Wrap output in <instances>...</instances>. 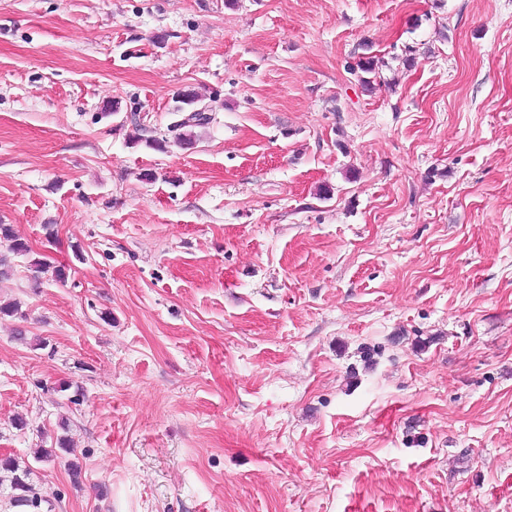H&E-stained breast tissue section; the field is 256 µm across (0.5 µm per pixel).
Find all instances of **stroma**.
<instances>
[{
	"label": "stroma",
	"mask_w": 512,
	"mask_h": 512,
	"mask_svg": "<svg viewBox=\"0 0 512 512\" xmlns=\"http://www.w3.org/2000/svg\"><path fill=\"white\" fill-rule=\"evenodd\" d=\"M0 224L45 512H512V0H0Z\"/></svg>",
	"instance_id": "stroma-1"
}]
</instances>
